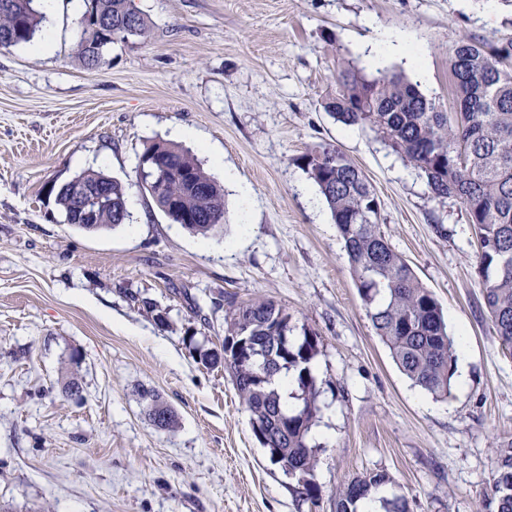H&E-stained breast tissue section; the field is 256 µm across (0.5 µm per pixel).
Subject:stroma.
Returning a JSON list of instances; mask_svg holds the SVG:
<instances>
[{"label": "stroma", "mask_w": 512, "mask_h": 512, "mask_svg": "<svg viewBox=\"0 0 512 512\" xmlns=\"http://www.w3.org/2000/svg\"><path fill=\"white\" fill-rule=\"evenodd\" d=\"M148 37L106 65L76 55L79 9L60 5L50 51L0 50V507L7 512H335L337 488L382 470L409 512H487L496 446L512 443V357L484 311L478 241L456 199H438L368 125L324 108L336 72L366 78L382 33L410 37L419 90L454 111L450 48L512 38V0H133ZM373 17L376 28L365 25ZM179 142L216 180V236L171 223L135 181L152 143ZM341 149L381 202L380 224L466 331L467 380L437 400L376 335L344 243L298 163ZM102 170L130 188V223H63L54 187ZM248 197H241L240 188ZM261 296L317 334V501L271 463L230 375L201 363L220 347L211 300ZM157 306L149 313L139 298ZM83 399L66 397L70 378ZM176 414L144 413L142 390ZM142 398L145 402V406L147 405H164L166 407V411L168 412V415L166 413H162V410L158 407H150V409H146L147 416L155 422L158 423L160 420H162L164 417L168 418L164 419L158 424V427L160 429H169L173 427L175 423V414L173 410L164 402L162 401L161 397L154 393L153 391H143ZM149 414V415H148Z\"/></svg>", "instance_id": "stroma-1"}]
</instances>
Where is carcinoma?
Returning a JSON list of instances; mask_svg holds the SVG:
<instances>
[{"label":"carcinoma","mask_w":512,"mask_h":512,"mask_svg":"<svg viewBox=\"0 0 512 512\" xmlns=\"http://www.w3.org/2000/svg\"><path fill=\"white\" fill-rule=\"evenodd\" d=\"M76 53L96 69L117 42L148 33L145 18L130 0H83ZM44 16L36 0H0V49L26 44ZM512 39L490 44L462 38L451 49L456 112L450 116L425 97L402 73L367 80L350 68L336 72V94L325 110L347 125L377 128L392 149L424 178L438 198H456L479 242L476 254L485 309L504 353L512 356ZM165 168L166 176L148 194L156 206L171 199L165 213L192 234L210 236L224 228L223 187L181 146L154 142L140 156ZM318 187L344 242L348 263L375 333L414 385L436 399L451 395L456 349L432 291L381 231L380 202L364 172L338 147L319 144L298 158ZM76 179L103 191L110 206L89 223L66 184L55 194L63 221L87 232L114 229L131 221L129 186L102 171ZM292 316L272 300L257 297L227 302L224 361L210 350L201 361L221 366L233 378L250 422L269 430L264 450L275 465L288 464L302 494L315 500L317 448L309 442L318 412L319 388L313 361L314 333L299 343L289 338ZM292 374L297 403L288 406L272 388L280 372ZM496 468L485 498L492 512H512V443L495 448ZM391 481L372 471L347 481L336 492V512H357L358 503Z\"/></svg>","instance_id":"carcinoma-1"}]
</instances>
